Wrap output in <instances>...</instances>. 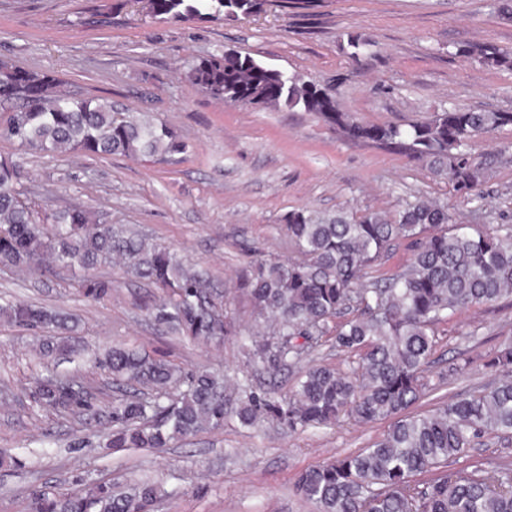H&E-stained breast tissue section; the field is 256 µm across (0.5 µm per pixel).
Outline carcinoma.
Masks as SVG:
<instances>
[{"mask_svg": "<svg viewBox=\"0 0 512 512\" xmlns=\"http://www.w3.org/2000/svg\"><path fill=\"white\" fill-rule=\"evenodd\" d=\"M269 0H150L152 17L190 22L235 21L265 11ZM348 58L359 66L372 41L346 34ZM463 53L484 65L512 70V51L470 45ZM185 77L218 101L243 108L284 105L319 115L340 134L384 145L422 163L457 194L481 199L485 161L471 141L511 125L512 112L451 107L407 126L361 124L347 112H325V91L287 76L249 55L230 51L187 64ZM0 139L41 154L82 152L106 157L164 160L186 145L165 124L116 112L106 99L85 97L57 75L0 58ZM16 165L0 160V265L28 271L66 268L81 273L76 290L95 301L112 295V280L96 274L117 263L125 274L159 292L150 315L193 341L221 344L238 338L248 358L277 374L296 368L322 342L348 355L346 369L311 365L290 394L272 397L249 380L206 368L183 371L164 357L114 346L98 360L113 380L138 393L112 402L113 449L169 447L171 441L224 426L233 413L252 428L271 418L290 433L326 427L347 416L363 424L389 419L371 445L301 471L297 492L318 512H512V457L475 460L454 474L460 459L485 436L512 437V342L486 366L506 372L489 390L452 398L423 412L409 409L428 386L438 325L474 305L512 296V224L487 233L456 224L445 203L406 200L392 213L342 208L298 209L283 228L299 258H271L250 266L238 290L261 331L243 330L215 303L207 274L175 251L82 208L35 213L16 187ZM400 241L412 257L391 275L376 267ZM0 315L29 330L49 329L40 354L67 349L57 336H74L73 317L44 306L0 303ZM84 382L51 373L31 390L35 405L58 413L94 416ZM160 497L151 483L114 489L91 483L79 494L30 496L32 512H154Z\"/></svg>", "mask_w": 512, "mask_h": 512, "instance_id": "1", "label": "carcinoma"}]
</instances>
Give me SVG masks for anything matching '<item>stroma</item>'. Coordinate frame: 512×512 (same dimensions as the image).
<instances>
[{"instance_id":"obj_1","label":"stroma","mask_w":512,"mask_h":512,"mask_svg":"<svg viewBox=\"0 0 512 512\" xmlns=\"http://www.w3.org/2000/svg\"><path fill=\"white\" fill-rule=\"evenodd\" d=\"M114 0H0V56L21 67L54 72L68 87L112 102L120 112L144 111L185 143L167 162L81 153L37 154L0 141L14 161L19 187L35 211L89 207L114 224L136 227L207 269L232 315L250 324L237 290L242 270L295 250L282 224L288 212L393 211L424 196L448 204L458 223L486 229L512 224V126L477 138L488 166L483 201H464L422 164L380 145L350 141L317 115L286 106L245 109L210 98L184 75L187 62L232 48L288 75L329 88L341 111L363 123L404 124L448 107L512 112V70L480 64L460 46L512 48V20L490 0H272L266 13L237 21L159 22L127 0L111 24L88 21L92 5ZM377 44L375 56L352 70L345 34ZM112 294L80 297L76 277L0 269V297L60 307L79 315L83 360L43 359L40 336L0 321V512H27L31 490L80 492L87 480L126 485L149 478L164 494L155 512H315L295 488L303 469L367 447L383 423L343 418L320 430L291 434L271 422L246 429L227 418L222 429L173 441L164 452L103 448L108 419L48 413L30 397L47 371L83 377L100 410L120 391L95 361L115 343L137 346L192 370L208 366L248 375L258 389L283 394L294 373L270 375L231 340L198 345L158 325L147 309L157 293L129 281L120 266L103 267ZM512 338V298L473 306L438 326L418 410L499 376L483 358ZM472 363L439 384L458 351Z\"/></svg>"}]
</instances>
